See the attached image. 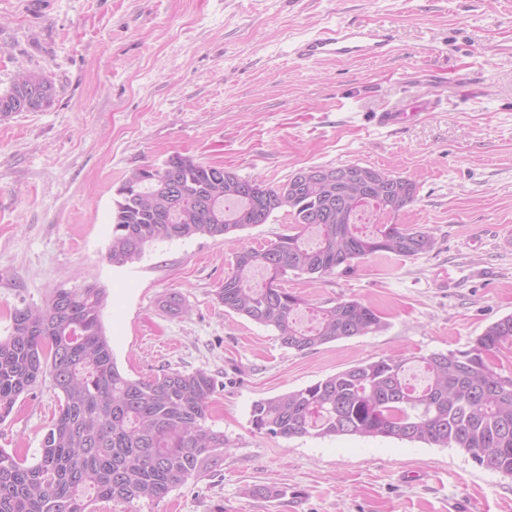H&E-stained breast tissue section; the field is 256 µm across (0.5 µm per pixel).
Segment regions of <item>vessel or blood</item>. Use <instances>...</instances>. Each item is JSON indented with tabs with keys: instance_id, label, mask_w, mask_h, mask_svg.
I'll list each match as a JSON object with an SVG mask.
<instances>
[{
	"instance_id": "vessel-or-blood-1",
	"label": "vessel or blood",
	"mask_w": 512,
	"mask_h": 512,
	"mask_svg": "<svg viewBox=\"0 0 512 512\" xmlns=\"http://www.w3.org/2000/svg\"><path fill=\"white\" fill-rule=\"evenodd\" d=\"M392 43L388 26L341 22L298 41L293 52L303 60L382 58L390 55Z\"/></svg>"
}]
</instances>
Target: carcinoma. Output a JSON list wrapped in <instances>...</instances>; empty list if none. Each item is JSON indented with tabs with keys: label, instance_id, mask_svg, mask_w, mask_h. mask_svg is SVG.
<instances>
[{
	"label": "carcinoma",
	"instance_id": "cac0c4a2",
	"mask_svg": "<svg viewBox=\"0 0 512 512\" xmlns=\"http://www.w3.org/2000/svg\"><path fill=\"white\" fill-rule=\"evenodd\" d=\"M39 72L19 73L0 94V115L37 94L49 107L54 88ZM304 167L279 185L175 153L162 166L134 170L116 189L106 260L123 267L156 242L222 238L265 224L285 211L287 232L260 248H237L215 296L224 308L272 328L297 352L383 327L358 299L311 310L280 286L292 272L317 281L373 256L413 258L431 251L425 227L397 223L416 183L359 164L321 166L312 184ZM265 273L263 284L254 274ZM106 288L89 282L59 288L44 306L17 308L0 336V424L18 399L50 378L61 394L37 460L0 448V512H94L95 501L156 502L224 461V432L207 425L214 377L205 370H164L150 379L120 371L106 335ZM512 342V314L488 325L468 348L418 359L424 383L408 378V359L360 361L300 390L251 408L258 431L290 440L326 436L385 437L459 448L478 464L512 476V374L491 358Z\"/></svg>",
	"mask_w": 512,
	"mask_h": 512
}]
</instances>
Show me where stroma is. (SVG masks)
<instances>
[{
  "label": "stroma",
  "mask_w": 512,
  "mask_h": 512,
  "mask_svg": "<svg viewBox=\"0 0 512 512\" xmlns=\"http://www.w3.org/2000/svg\"><path fill=\"white\" fill-rule=\"evenodd\" d=\"M339 22L384 23L383 59L306 61L294 44ZM512 0H0V94L24 70L55 85L41 112L0 117V336L15 308L97 281L119 368L148 379L207 370L222 464L137 512H512V478L457 448L359 436L292 440L253 429L254 401L361 360L466 349L512 314ZM440 102L393 128L389 108ZM180 153L272 184L299 168L358 163L413 179L398 218L434 249L375 256L283 288L318 306L354 298L380 331L299 353L215 296L234 246L259 248L290 219L159 242L116 268L105 254L116 188ZM170 293L185 303L173 316ZM43 380L0 425V447L40 453L58 412Z\"/></svg>",
  "instance_id": "1"
}]
</instances>
